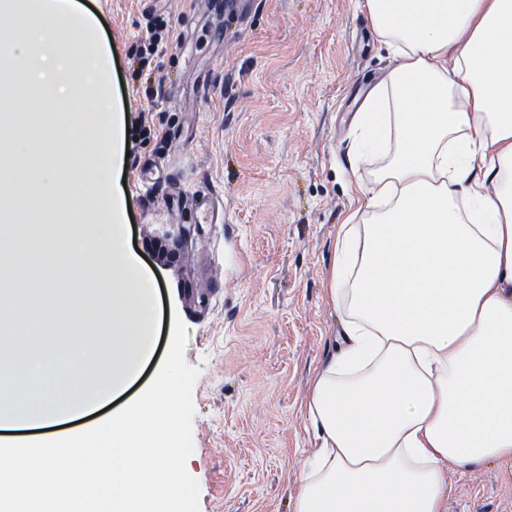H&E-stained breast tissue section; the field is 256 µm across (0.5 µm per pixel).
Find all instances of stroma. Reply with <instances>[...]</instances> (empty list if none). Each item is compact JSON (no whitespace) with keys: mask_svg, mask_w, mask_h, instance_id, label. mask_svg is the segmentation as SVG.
Segmentation results:
<instances>
[{"mask_svg":"<svg viewBox=\"0 0 512 512\" xmlns=\"http://www.w3.org/2000/svg\"><path fill=\"white\" fill-rule=\"evenodd\" d=\"M82 2L122 119L128 247L153 267L161 302L153 356L128 392L153 380L182 319L185 359L200 369L186 462L200 512H292L319 448L304 402L341 334L327 273L371 177V165H349L352 103L395 62L364 0H246L238 15L230 0ZM154 17L179 41L151 63L158 94L126 75ZM197 195L223 204V223L198 224ZM75 369L60 352L14 385L64 401ZM449 478L446 512H512L507 467Z\"/></svg>","mask_w":512,"mask_h":512,"instance_id":"obj_1","label":"stroma"}]
</instances>
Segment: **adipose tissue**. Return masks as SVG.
<instances>
[{
    "mask_svg": "<svg viewBox=\"0 0 512 512\" xmlns=\"http://www.w3.org/2000/svg\"><path fill=\"white\" fill-rule=\"evenodd\" d=\"M364 5L398 64L353 121L376 167L338 230L293 512H445L449 468L512 467V0Z\"/></svg>",
    "mask_w": 512,
    "mask_h": 512,
    "instance_id": "ef3b65f1",
    "label": "adipose tissue"
}]
</instances>
